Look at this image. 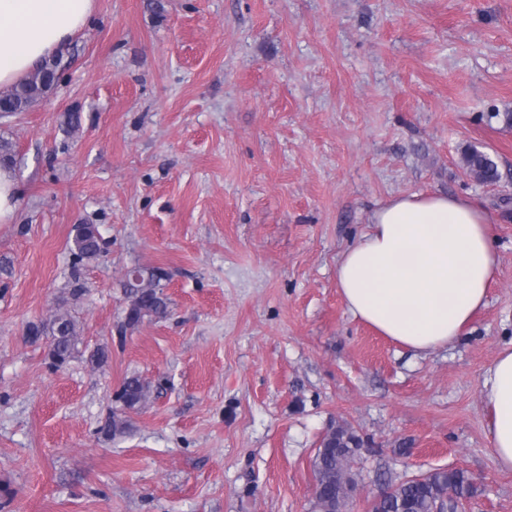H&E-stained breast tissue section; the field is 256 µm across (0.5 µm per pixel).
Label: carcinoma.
<instances>
[{
  "label": "carcinoma",
  "instance_id": "obj_1",
  "mask_svg": "<svg viewBox=\"0 0 512 512\" xmlns=\"http://www.w3.org/2000/svg\"><path fill=\"white\" fill-rule=\"evenodd\" d=\"M64 70L62 58L54 56L44 61L29 78L16 85L10 92L0 94V111L25 112L33 103L43 98L54 86L56 75ZM466 170L482 184H495L500 181L501 173L496 159L475 147H468L462 154ZM96 227L92 224H80L76 227L73 238L74 254L77 258L95 259L102 253L101 238L94 234ZM164 277L150 278L145 287L127 288L128 300L134 303L133 313L126 314L129 326H135L146 318H163L168 313L169 301L164 294ZM52 359L62 365L78 352L79 338L74 320L67 314L61 315L59 321L51 327ZM149 395V387L138 376L124 379L118 400L126 410H134L144 403ZM359 443L352 434L342 430L335 431L334 438L325 439L322 449L313 461L314 479L321 485L342 487L343 477L349 472L351 456L346 448ZM386 497L373 502L372 512H402L409 508L411 512H432L441 507L448 512H458V501L445 497L450 490L461 495L470 492V479L461 470L436 471L426 481H403L389 485Z\"/></svg>",
  "mask_w": 512,
  "mask_h": 512
}]
</instances>
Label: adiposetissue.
<instances>
[{
    "label": "adipose tissue",
    "instance_id": "ef3b65f1",
    "mask_svg": "<svg viewBox=\"0 0 512 512\" xmlns=\"http://www.w3.org/2000/svg\"><path fill=\"white\" fill-rule=\"evenodd\" d=\"M94 0H0V86L13 85L84 27ZM497 273L488 216L444 193L407 194L375 208L336 265L347 311L382 335L427 353L463 336L486 307ZM486 436L512 471V346L480 389Z\"/></svg>",
    "mask_w": 512,
    "mask_h": 512
}]
</instances>
